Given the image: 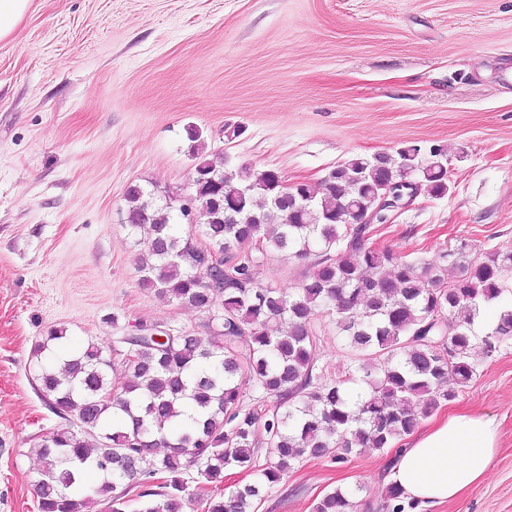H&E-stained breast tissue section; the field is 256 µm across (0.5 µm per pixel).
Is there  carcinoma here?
Returning a JSON list of instances; mask_svg holds the SVG:
<instances>
[{
	"label": "carcinoma",
	"mask_w": 512,
	"mask_h": 512,
	"mask_svg": "<svg viewBox=\"0 0 512 512\" xmlns=\"http://www.w3.org/2000/svg\"><path fill=\"white\" fill-rule=\"evenodd\" d=\"M196 159L195 224L173 223L175 205L135 185L126 191V223L147 237L139 283L170 302L213 313L206 338L176 333L148 337L112 384L109 351L97 343L62 347L63 332L37 344V381L50 409L74 426L40 441L35 485L38 512H83L105 502L128 512H183L191 498L185 475L196 468L204 512H257L295 465L336 449L344 463L361 448L391 450L422 417L455 397L476 376L474 350L485 357L512 342V251L468 257L450 250L459 275L441 263L408 260L379 248L363 220L385 185L414 179L419 189L448 194V155L437 145L411 143L396 154L354 155L332 167L320 187L298 183L283 196L279 172L256 175L246 165L216 167ZM224 255V287L209 286L212 255L196 233ZM279 254L316 255L291 292L254 277ZM504 302L489 332L475 323L482 308ZM334 317L349 363L336 377L313 365L320 312ZM250 386L256 403H244ZM274 400L267 407L266 400ZM266 446L260 462L256 446ZM254 480L222 493L224 470ZM350 489L336 488L314 512H359ZM385 512H415L401 488L387 487Z\"/></svg>",
	"instance_id": "carcinoma-1"
}]
</instances>
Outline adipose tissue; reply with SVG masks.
<instances>
[{"mask_svg":"<svg viewBox=\"0 0 512 512\" xmlns=\"http://www.w3.org/2000/svg\"><path fill=\"white\" fill-rule=\"evenodd\" d=\"M498 448L495 422L461 413L407 436L390 469V482L407 499L429 508L455 500L485 477Z\"/></svg>","mask_w":512,"mask_h":512,"instance_id":"ef3b65f1","label":"adipose tissue"}]
</instances>
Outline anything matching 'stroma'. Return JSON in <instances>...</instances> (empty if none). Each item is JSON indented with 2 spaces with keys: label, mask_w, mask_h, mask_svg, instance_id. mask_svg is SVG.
Listing matches in <instances>:
<instances>
[{
  "label": "stroma",
  "mask_w": 512,
  "mask_h": 512,
  "mask_svg": "<svg viewBox=\"0 0 512 512\" xmlns=\"http://www.w3.org/2000/svg\"><path fill=\"white\" fill-rule=\"evenodd\" d=\"M192 127L205 157L291 184L442 146L447 195L418 194L375 245L425 262L463 243L512 250V0H32L0 40V512H38V437L64 424L35 389L50 331L74 347L145 322L209 333L205 313L140 287L125 222L129 186L192 192ZM309 266L275 258L256 278L288 291ZM318 320L313 363L332 374L348 359ZM441 409L494 418L499 448L432 512H512V347ZM335 457L297 465L258 512H313L337 487L381 512L391 453Z\"/></svg>",
  "instance_id": "1"
}]
</instances>
